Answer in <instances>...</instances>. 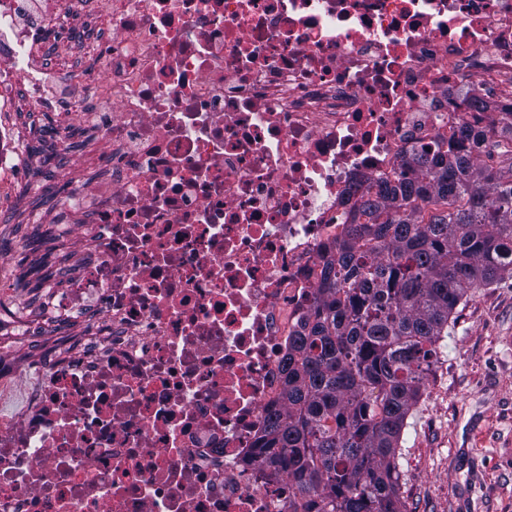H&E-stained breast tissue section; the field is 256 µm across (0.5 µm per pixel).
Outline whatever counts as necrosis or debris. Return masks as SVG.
<instances>
[{"mask_svg":"<svg viewBox=\"0 0 512 512\" xmlns=\"http://www.w3.org/2000/svg\"><path fill=\"white\" fill-rule=\"evenodd\" d=\"M0 0V112L47 41L89 91L59 114L99 158L61 203L79 246L19 386L0 362V512H299L257 440L325 247L362 193L469 127L512 126V0ZM480 101L481 111L471 102Z\"/></svg>","mask_w":512,"mask_h":512,"instance_id":"obj_1","label":"necrosis or debris"}]
</instances>
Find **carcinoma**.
Segmentation results:
<instances>
[{"label":"carcinoma","instance_id":"carcinoma-1","mask_svg":"<svg viewBox=\"0 0 512 512\" xmlns=\"http://www.w3.org/2000/svg\"><path fill=\"white\" fill-rule=\"evenodd\" d=\"M456 142L442 165L417 153L418 178L360 201L291 336L286 411L271 409L258 448L304 512H404L402 431L436 344L469 292L512 279V142L477 166ZM48 258L23 270L34 291Z\"/></svg>","mask_w":512,"mask_h":512}]
</instances>
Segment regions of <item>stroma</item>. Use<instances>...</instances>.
Wrapping results in <instances>:
<instances>
[{
  "mask_svg": "<svg viewBox=\"0 0 512 512\" xmlns=\"http://www.w3.org/2000/svg\"><path fill=\"white\" fill-rule=\"evenodd\" d=\"M37 151L46 158L29 169ZM0 154L23 175L14 195L0 199V291L24 302L33 233L50 232V263L65 273L73 229L41 218L57 210L68 173L93 174L97 161L77 139L49 154L41 138L1 134ZM398 465L406 512H512V281L479 289L458 307L407 419Z\"/></svg>",
  "mask_w": 512,
  "mask_h": 512,
  "instance_id": "35a3bbf8",
  "label": "stroma"
}]
</instances>
